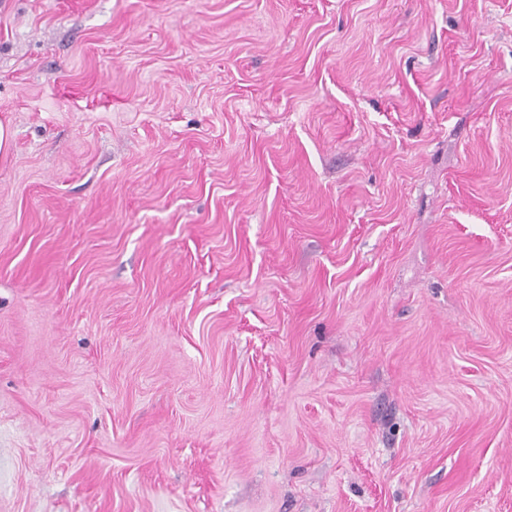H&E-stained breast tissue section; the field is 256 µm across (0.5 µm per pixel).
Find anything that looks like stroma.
<instances>
[{
  "mask_svg": "<svg viewBox=\"0 0 512 512\" xmlns=\"http://www.w3.org/2000/svg\"><path fill=\"white\" fill-rule=\"evenodd\" d=\"M0 512H512V0H0Z\"/></svg>",
  "mask_w": 512,
  "mask_h": 512,
  "instance_id": "1",
  "label": "stroma"
}]
</instances>
